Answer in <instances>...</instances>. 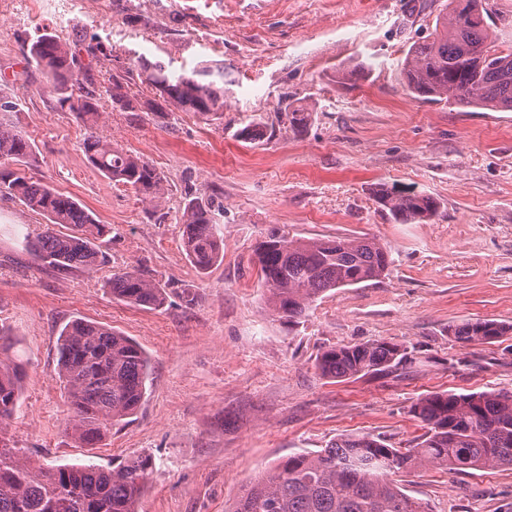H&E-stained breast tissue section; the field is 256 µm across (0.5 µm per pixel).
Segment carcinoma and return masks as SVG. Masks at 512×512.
Returning <instances> with one entry per match:
<instances>
[{
    "instance_id": "1",
    "label": "carcinoma",
    "mask_w": 512,
    "mask_h": 512,
    "mask_svg": "<svg viewBox=\"0 0 512 512\" xmlns=\"http://www.w3.org/2000/svg\"><path fill=\"white\" fill-rule=\"evenodd\" d=\"M494 23L486 0H446L432 35L409 48L403 86L418 96L456 107L512 111V53L493 50ZM87 56L108 58L100 42L74 35L68 44L49 29L24 46L28 61L46 76L60 109L86 125L98 115L101 96L122 112H193L207 121L224 119V69L202 67L176 73L161 62L138 56L118 65L103 94L90 88V75L77 68L76 47ZM138 76L153 97L129 92ZM290 128L304 130L311 113H284ZM89 163L116 184L131 188L156 208L167 194L166 177L141 156L89 132L83 141ZM35 161L29 139L0 121V191L46 219L43 232L26 246L37 264L59 274L92 270L104 261L102 244L110 227L74 197L26 174ZM376 200L402 223L433 219L439 203L429 195L381 187ZM181 224L187 260L205 273L224 257L215 209L200 197L185 199ZM266 303L277 317L298 323L322 294L374 280L388 269L386 247L369 238L290 239L270 231L255 249ZM112 296L147 308L164 305L158 284L138 270L116 273L108 281ZM512 325L463 320L448 326L459 343H493ZM11 345L0 337V512H137L139 495L153 472L149 457L118 466L94 462L33 466L4 443V426L20 399L23 369L5 358ZM58 378L67 389L71 415L67 434L93 447L115 423L132 416L146 394L150 363L142 348L110 328L74 319L58 335ZM416 363L407 347L386 341L334 346L317 367L330 378L388 376ZM411 412L427 428L412 448H396L381 437L346 435L326 448L288 457L253 482L232 512H426L393 479L417 469L465 472L512 467V391L485 390L427 394Z\"/></svg>"
}]
</instances>
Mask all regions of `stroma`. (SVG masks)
<instances>
[{"mask_svg": "<svg viewBox=\"0 0 512 512\" xmlns=\"http://www.w3.org/2000/svg\"><path fill=\"white\" fill-rule=\"evenodd\" d=\"M0 0V118L36 146L32 174L109 225L106 259L59 275L36 265L13 224L43 217L0 192V326L26 372L6 436L34 465L119 464L152 457L138 512H230L256 477L340 436L370 434L397 448L420 442L411 412L423 395L512 389V335L461 344L449 325L512 324V112L459 109L410 95L402 65L444 0ZM66 15L58 24L57 15ZM139 16L136 25L128 16ZM80 32L121 61L145 55L173 71L224 68V119L161 118L102 100L97 134L162 172L168 194L149 210L83 152L86 126L55 106L24 40L42 28ZM311 114L305 132L280 109ZM252 125L255 140L239 138ZM440 203L425 224L378 207L377 186ZM223 210L224 259L205 275L181 245L182 200ZM293 239L368 237L390 252L377 280L324 293L300 323L270 315L255 245L271 229ZM136 269L167 302L114 298L112 274ZM80 318L135 341L150 361L137 412L92 448L66 432L57 375L60 328ZM388 341L413 349V368L385 378L321 375L325 349ZM429 512H512V468L401 474Z\"/></svg>", "mask_w": 512, "mask_h": 512, "instance_id": "35a3bbf8", "label": "stroma"}]
</instances>
